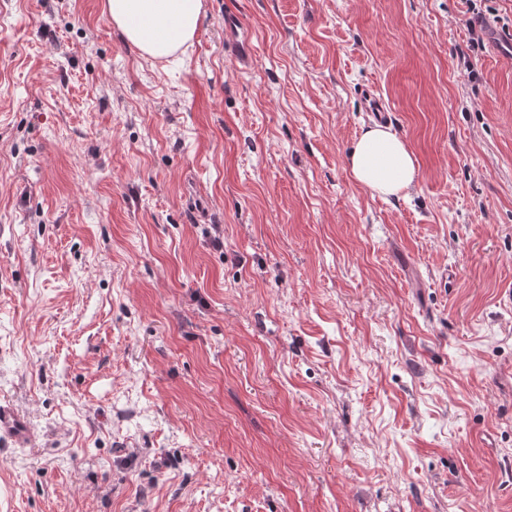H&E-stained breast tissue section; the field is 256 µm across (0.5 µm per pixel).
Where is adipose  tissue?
Masks as SVG:
<instances>
[{
    "instance_id": "adipose-tissue-1",
    "label": "adipose tissue",
    "mask_w": 512,
    "mask_h": 512,
    "mask_svg": "<svg viewBox=\"0 0 512 512\" xmlns=\"http://www.w3.org/2000/svg\"><path fill=\"white\" fill-rule=\"evenodd\" d=\"M105 10L124 40L141 56L176 54L192 40L204 13L203 0H105ZM352 181L381 196H399L418 179L406 142L378 125L365 130L347 160Z\"/></svg>"
}]
</instances>
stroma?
<instances>
[{"mask_svg":"<svg viewBox=\"0 0 512 512\" xmlns=\"http://www.w3.org/2000/svg\"><path fill=\"white\" fill-rule=\"evenodd\" d=\"M203 3L0 0V512H512V0ZM203 8V0H105L125 42L154 59L172 56L192 40ZM239 24L240 18L236 14H224L226 48L232 52L238 63L246 66L249 63L252 53L248 42L240 40L236 35ZM352 181L380 196H400L418 179V165L406 142L390 128L365 130L347 160ZM35 441V433L27 415L0 402V442L13 448H26Z\"/></svg>","mask_w":512,"mask_h":512,"instance_id":"obj_1","label":"stroma"}]
</instances>
